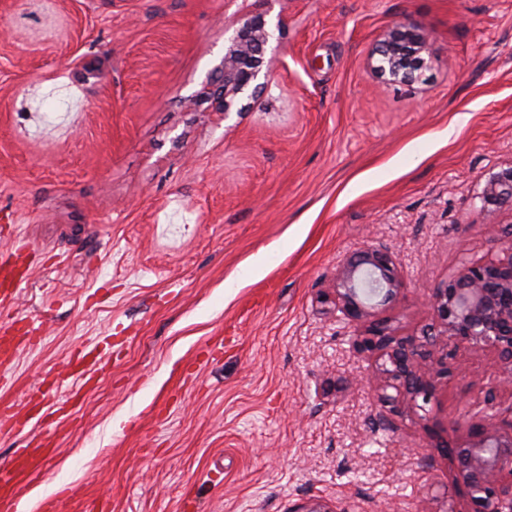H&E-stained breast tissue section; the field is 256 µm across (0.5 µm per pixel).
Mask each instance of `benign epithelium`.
<instances>
[{"label": "benign epithelium", "instance_id": "7a95c632", "mask_svg": "<svg viewBox=\"0 0 512 512\" xmlns=\"http://www.w3.org/2000/svg\"><path fill=\"white\" fill-rule=\"evenodd\" d=\"M269 33L265 24L246 23L224 54L220 77L196 93L217 112H228L235 98L252 89L264 64ZM429 54V36L414 25L396 24L378 39L372 51L375 72L388 80L412 84L421 76ZM512 210V164L492 174L482 193L486 231L500 247L491 260L468 264L435 289L429 298L433 323L422 330L424 341L401 336L387 319L376 317L378 305L403 290L391 255L367 247L349 255L338 270L334 303L346 318L365 326L352 343L359 354L374 360L379 400L393 409L406 406L427 412L434 397V380L451 374L449 353L434 357L428 345L462 341L477 351L497 354L503 381H512V226L503 227L495 217ZM371 280L379 303L365 298L362 288ZM453 431L461 440L451 444L428 430L439 448L451 447L455 461L454 492L469 504L468 512H512V419L496 412L482 422L460 420Z\"/></svg>", "mask_w": 512, "mask_h": 512}]
</instances>
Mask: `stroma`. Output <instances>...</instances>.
Here are the masks:
<instances>
[{"label":"stroma","instance_id":"obj_1","mask_svg":"<svg viewBox=\"0 0 512 512\" xmlns=\"http://www.w3.org/2000/svg\"><path fill=\"white\" fill-rule=\"evenodd\" d=\"M249 20L268 82L213 111L195 94ZM396 24L430 37L410 86L371 64ZM510 164L512 0H0V247L36 249L15 312L45 323L0 400L80 346L110 359L15 512L64 488L66 512H465L327 298L386 250L404 289L379 315L418 335L433 289L496 253L481 194ZM452 363L441 437L491 387L512 414L493 353Z\"/></svg>","mask_w":512,"mask_h":512}]
</instances>
